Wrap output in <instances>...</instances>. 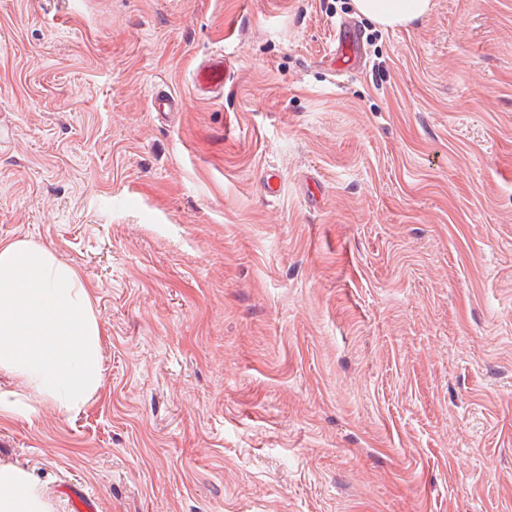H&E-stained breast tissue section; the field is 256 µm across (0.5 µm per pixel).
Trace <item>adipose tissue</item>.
Listing matches in <instances>:
<instances>
[{"label": "adipose tissue", "instance_id": "adipose-tissue-1", "mask_svg": "<svg viewBox=\"0 0 512 512\" xmlns=\"http://www.w3.org/2000/svg\"><path fill=\"white\" fill-rule=\"evenodd\" d=\"M384 28L426 17L431 0H354ZM103 329L92 290L54 252L27 239H0V368L63 411L86 407L102 385ZM24 470L0 465V512H47Z\"/></svg>", "mask_w": 512, "mask_h": 512}]
</instances>
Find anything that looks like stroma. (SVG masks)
I'll list each match as a JSON object with an SVG mask.
<instances>
[{
	"mask_svg": "<svg viewBox=\"0 0 512 512\" xmlns=\"http://www.w3.org/2000/svg\"><path fill=\"white\" fill-rule=\"evenodd\" d=\"M2 128L104 331L80 412L0 371L49 512H512V0H0ZM356 11L383 28L400 27L426 17L431 0H353ZM336 39L342 55L348 61L360 58V38L355 29L346 23H340L336 28ZM230 78L229 62L224 59V54L216 53L197 65L193 73V85L200 95L216 93L224 90Z\"/></svg>",
	"mask_w": 512,
	"mask_h": 512,
	"instance_id": "stroma-1",
	"label": "stroma"
}]
</instances>
